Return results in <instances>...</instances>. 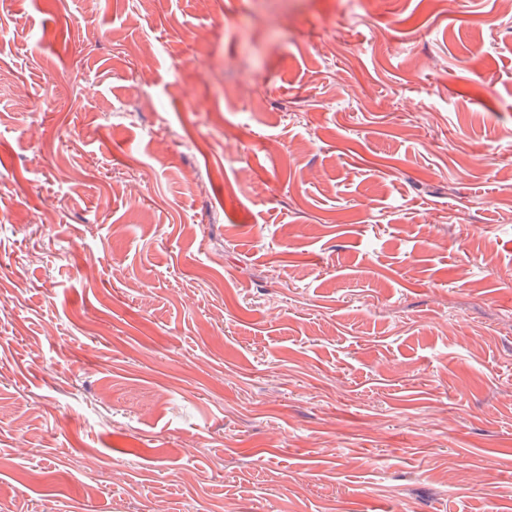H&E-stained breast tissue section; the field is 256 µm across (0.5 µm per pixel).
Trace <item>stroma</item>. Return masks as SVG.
Returning a JSON list of instances; mask_svg holds the SVG:
<instances>
[{
  "mask_svg": "<svg viewBox=\"0 0 512 512\" xmlns=\"http://www.w3.org/2000/svg\"><path fill=\"white\" fill-rule=\"evenodd\" d=\"M0 512H512L504 0H0Z\"/></svg>",
  "mask_w": 512,
  "mask_h": 512,
  "instance_id": "stroma-1",
  "label": "stroma"
}]
</instances>
